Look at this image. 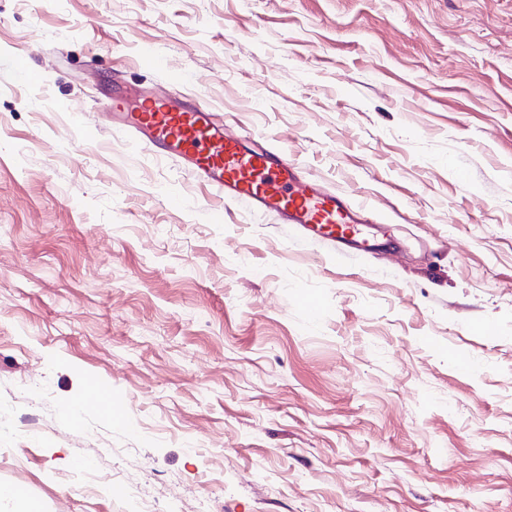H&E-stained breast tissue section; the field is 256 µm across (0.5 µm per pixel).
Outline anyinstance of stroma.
<instances>
[{
    "mask_svg": "<svg viewBox=\"0 0 512 512\" xmlns=\"http://www.w3.org/2000/svg\"><path fill=\"white\" fill-rule=\"evenodd\" d=\"M155 53L370 247L114 130L112 96L168 92ZM0 486V512H512V0H0Z\"/></svg>",
    "mask_w": 512,
    "mask_h": 512,
    "instance_id": "35a3bbf8",
    "label": "stroma"
}]
</instances>
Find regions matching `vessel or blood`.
<instances>
[{
    "instance_id": "1",
    "label": "vessel or blood",
    "mask_w": 512,
    "mask_h": 512,
    "mask_svg": "<svg viewBox=\"0 0 512 512\" xmlns=\"http://www.w3.org/2000/svg\"><path fill=\"white\" fill-rule=\"evenodd\" d=\"M171 92L145 97L139 111L112 102V120L135 143L155 155L181 161L225 201L243 203L254 214L347 244L361 214L322 184L303 179L291 160L273 149H252L213 121L207 109L192 105L178 91L181 75L170 74Z\"/></svg>"
}]
</instances>
